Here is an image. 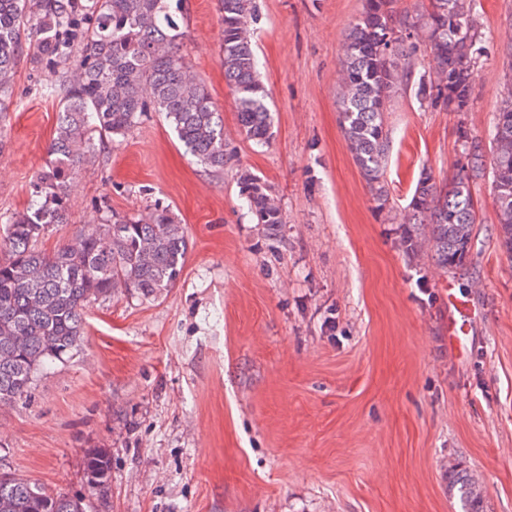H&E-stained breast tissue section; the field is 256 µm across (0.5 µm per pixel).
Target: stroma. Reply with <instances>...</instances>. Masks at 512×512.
<instances>
[{"instance_id": "35a3bbf8", "label": "stroma", "mask_w": 512, "mask_h": 512, "mask_svg": "<svg viewBox=\"0 0 512 512\" xmlns=\"http://www.w3.org/2000/svg\"><path fill=\"white\" fill-rule=\"evenodd\" d=\"M260 79L273 136L241 132L224 79L217 0H186L182 51L224 121L215 170L157 113L106 144L70 192L50 252L94 224L169 207L189 246L173 288L90 306L82 351L0 405V465L89 494L84 455L111 454L94 512H459L448 468L479 483L485 512H512V255L497 239L491 179L474 182L471 268L407 255L400 221L422 169L447 180L457 128L489 141L512 64V0H476L488 39L469 112L393 94L384 114L389 203L378 209L339 123L343 39L364 0H258ZM21 61L0 136V215L25 210L48 159L57 100ZM281 208L278 235L247 208L240 175ZM475 318L448 346V286Z\"/></svg>"}]
</instances>
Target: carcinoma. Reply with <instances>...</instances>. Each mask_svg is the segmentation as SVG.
Masks as SVG:
<instances>
[{"label":"carcinoma","mask_w":512,"mask_h":512,"mask_svg":"<svg viewBox=\"0 0 512 512\" xmlns=\"http://www.w3.org/2000/svg\"><path fill=\"white\" fill-rule=\"evenodd\" d=\"M182 0H0V112L14 97L22 57L53 79L41 94L56 97L59 117L47 166L32 182L30 206L6 217L0 234V404L27 397L48 366L82 347L86 309L118 292L156 298L174 287L188 239L171 211L156 207L145 217L105 214L47 253L35 248L53 224H65L69 191L97 150L133 131L150 112L168 122L186 152L222 169L224 121L205 82L182 53L185 32L176 13ZM474 0H429L423 11L398 15L392 0H366L344 36L340 125L349 151L378 207L389 204L385 162L389 138L384 112L411 72L399 70L426 50L428 70L414 83L430 108L470 109L485 37L473 15ZM224 79L234 92L241 130L262 145L272 136L268 91L258 75L250 25L259 21L257 0H218ZM496 107L490 141L493 198L499 245L512 255V74ZM461 154L448 184L422 170L401 227V245L416 255L427 241L442 269L464 270L476 221L472 183L484 175V148L459 122ZM257 223L271 233L281 210L260 177H241ZM89 488L105 494L111 457L105 448L85 453ZM451 489L461 512H484L475 480L453 469ZM89 499L46 489L0 467V512H88Z\"/></svg>","instance_id":"obj_1"}]
</instances>
